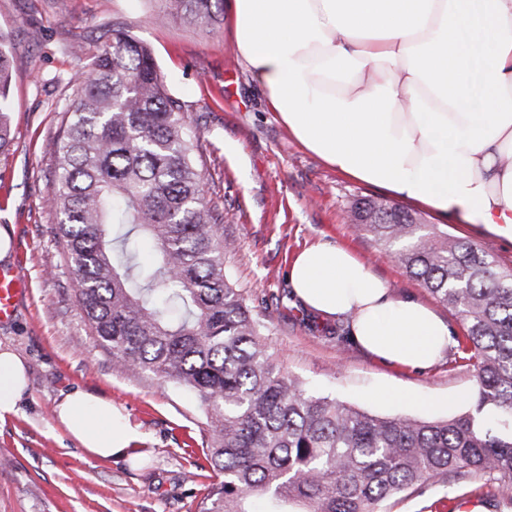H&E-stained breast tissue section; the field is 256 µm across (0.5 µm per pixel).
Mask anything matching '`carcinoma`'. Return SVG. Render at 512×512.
<instances>
[{"label":"carcinoma","instance_id":"obj_1","mask_svg":"<svg viewBox=\"0 0 512 512\" xmlns=\"http://www.w3.org/2000/svg\"><path fill=\"white\" fill-rule=\"evenodd\" d=\"M199 27L223 0H165ZM13 44L0 32V153L13 145ZM48 203L86 325L112 364L153 375L205 407L215 474L199 512H380L431 481L493 475L512 505V268L472 241L387 200L351 207L355 231L466 323L475 372L468 409L446 421L378 417L309 394L273 364L264 323L224 272L223 217L202 199L198 139L151 49L114 28L71 80ZM154 243L133 262L130 232Z\"/></svg>","mask_w":512,"mask_h":512}]
</instances>
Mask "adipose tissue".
<instances>
[{
  "mask_svg": "<svg viewBox=\"0 0 512 512\" xmlns=\"http://www.w3.org/2000/svg\"><path fill=\"white\" fill-rule=\"evenodd\" d=\"M234 46L281 122L336 171L460 215L512 241V0H232ZM488 35L474 106L467 33ZM288 279L307 310L349 318L352 340L388 364L426 370L451 344L447 322L339 246H313ZM27 389L0 350V418ZM57 418L89 454L126 453L134 432L110 401L69 393Z\"/></svg>",
  "mask_w": 512,
  "mask_h": 512,
  "instance_id": "ef3b65f1",
  "label": "adipose tissue"
}]
</instances>
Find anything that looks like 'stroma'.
Here are the masks:
<instances>
[{
    "instance_id": "stroma-1",
    "label": "stroma",
    "mask_w": 512,
    "mask_h": 512,
    "mask_svg": "<svg viewBox=\"0 0 512 512\" xmlns=\"http://www.w3.org/2000/svg\"><path fill=\"white\" fill-rule=\"evenodd\" d=\"M131 30L149 43L170 91L181 99L201 144L203 196L224 216L234 248L224 260L234 287L269 329L274 361L313 395L330 396L379 415L441 421L463 413L475 389L461 350L426 372L380 362L331 338L332 320L306 310L288 280L302 249L352 250L397 298L434 309L464 335L466 325L389 260L347 221L363 197L386 190L346 177L303 148L281 123L238 57L227 21L202 29L164 16L162 0H0V32L14 44L11 84L15 145L0 153V264L18 266L24 291L12 320L0 322V347L28 369L17 414L0 418V512H197L211 482L188 478L187 456L205 445L204 406L151 376L113 367L90 336L47 198L56 181L61 110L70 78L87 70L107 29ZM427 223H447L454 236L479 244L512 267V243L459 216L423 210ZM82 389L112 402L135 431L129 451L87 455L56 417L57 405ZM486 474L467 486L450 480L386 502L382 512H455L465 487L479 489V512H498Z\"/></svg>"
}]
</instances>
